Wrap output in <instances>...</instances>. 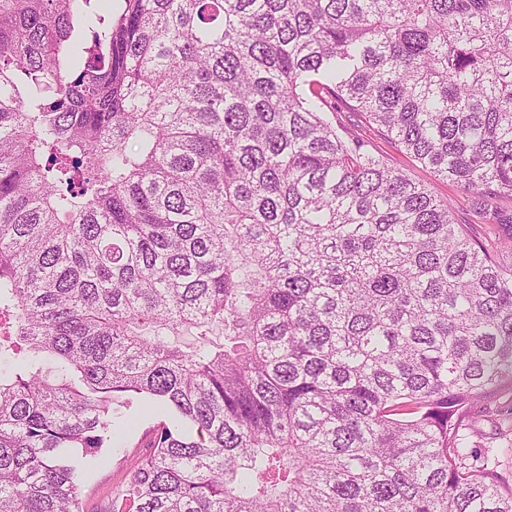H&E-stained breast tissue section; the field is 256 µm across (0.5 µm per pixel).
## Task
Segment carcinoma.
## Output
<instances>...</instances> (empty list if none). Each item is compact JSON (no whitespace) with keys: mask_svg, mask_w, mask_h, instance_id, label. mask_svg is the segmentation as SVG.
Returning a JSON list of instances; mask_svg holds the SVG:
<instances>
[{"mask_svg":"<svg viewBox=\"0 0 512 512\" xmlns=\"http://www.w3.org/2000/svg\"><path fill=\"white\" fill-rule=\"evenodd\" d=\"M505 199L512 0H0V512H512ZM366 132L378 151L384 152V155H386L385 153L390 156L393 155L394 157L392 158L394 159L389 158L394 160V162L397 160L399 164H404V169L413 179L426 184L438 197L450 199L453 203L456 218L459 223L467 224L471 222L473 219L472 203L465 194L460 192L456 187L438 180L429 169L423 168L420 164L394 155L389 144L382 139L377 132L373 130H367ZM512 386L506 385L504 389L490 399L479 402L472 409L476 423L477 436L472 440L480 445L482 450L498 447L502 442V429L507 421L512 425ZM138 414L139 400L130 407L119 408L114 414V420L120 425H123L126 418L130 416H135L138 422L134 428L125 430L124 448H112V452L109 453L110 464L106 468L89 474L82 496L83 512L112 511V499L118 494L128 468L146 449L157 425L160 423L170 425L175 420L172 412L160 413L148 418L139 417Z\"/></svg>","mask_w":512,"mask_h":512,"instance_id":"obj_1","label":"carcinoma"}]
</instances>
